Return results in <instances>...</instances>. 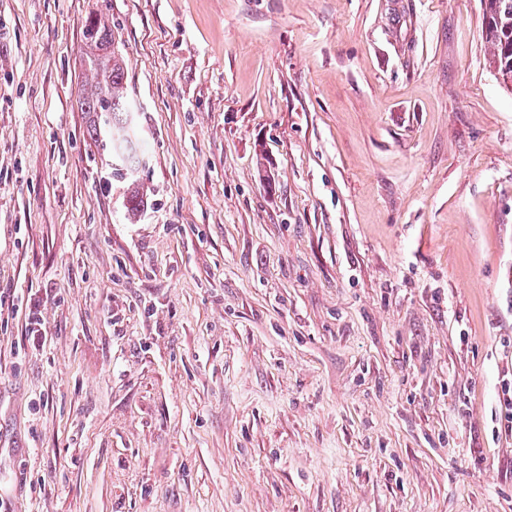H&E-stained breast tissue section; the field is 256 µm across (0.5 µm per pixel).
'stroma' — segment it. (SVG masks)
Returning <instances> with one entry per match:
<instances>
[{"instance_id": "obj_1", "label": "stroma", "mask_w": 512, "mask_h": 512, "mask_svg": "<svg viewBox=\"0 0 512 512\" xmlns=\"http://www.w3.org/2000/svg\"><path fill=\"white\" fill-rule=\"evenodd\" d=\"M490 54L480 0H0V512H512ZM83 37V60L91 81L86 84L81 104L91 117L90 133L97 138L102 129L107 130L112 176L129 180L143 164L144 152L131 133L125 58L114 47L112 25L101 15L87 17ZM145 197L143 186L131 180L125 191V209L129 218H135L144 209Z\"/></svg>"}]
</instances>
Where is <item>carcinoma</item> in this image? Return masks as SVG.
<instances>
[{
	"instance_id": "1",
	"label": "carcinoma",
	"mask_w": 512,
	"mask_h": 512,
	"mask_svg": "<svg viewBox=\"0 0 512 512\" xmlns=\"http://www.w3.org/2000/svg\"><path fill=\"white\" fill-rule=\"evenodd\" d=\"M482 34L493 49L490 66L504 86L512 85V0H481ZM83 60L91 74L82 106L91 117L90 133L107 130L112 154V176L129 181L125 209L134 218L144 209L146 193L132 175L144 161L141 143L131 133L126 94V62L115 49V35L106 18L92 13L84 27Z\"/></svg>"
}]
</instances>
